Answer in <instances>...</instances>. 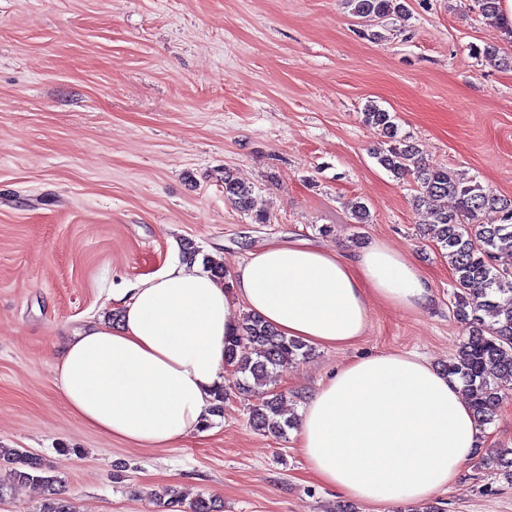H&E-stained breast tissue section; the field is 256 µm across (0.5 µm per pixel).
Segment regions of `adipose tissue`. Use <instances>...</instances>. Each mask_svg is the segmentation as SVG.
Segmentation results:
<instances>
[{"label":"adipose tissue","mask_w":512,"mask_h":512,"mask_svg":"<svg viewBox=\"0 0 512 512\" xmlns=\"http://www.w3.org/2000/svg\"><path fill=\"white\" fill-rule=\"evenodd\" d=\"M373 299L418 310L431 284L380 241L357 252L272 244L224 282L170 265L115 293V318L66 341L56 385L97 432L168 448L210 417L242 311L284 336L342 346L362 336ZM297 437L309 473L344 498L421 503L460 479L480 431L454 379L418 356L379 353L341 365L307 395Z\"/></svg>","instance_id":"ef3b65f1"}]
</instances>
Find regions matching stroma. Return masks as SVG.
<instances>
[{
  "label": "stroma",
  "mask_w": 512,
  "mask_h": 512,
  "mask_svg": "<svg viewBox=\"0 0 512 512\" xmlns=\"http://www.w3.org/2000/svg\"><path fill=\"white\" fill-rule=\"evenodd\" d=\"M373 22L345 0H0V446L37 455L73 512H163L169 487L224 512H336L308 476L295 430H254L257 395L226 370L203 434L139 448L86 426L61 399L68 333L112 310L122 283L183 262L285 241L359 250L380 239L432 283L429 307L373 300L355 342L312 346L278 369L285 415L337 367L415 352L443 369L466 338L446 257L422 234L414 184L373 156V103L433 164L512 197V34L474 0H408ZM498 48L510 66L479 56ZM253 187L267 223L224 197ZM364 203L370 221L356 223ZM329 234H322V227ZM441 512H512L490 457L512 448V378Z\"/></svg>",
  "instance_id": "1"
}]
</instances>
